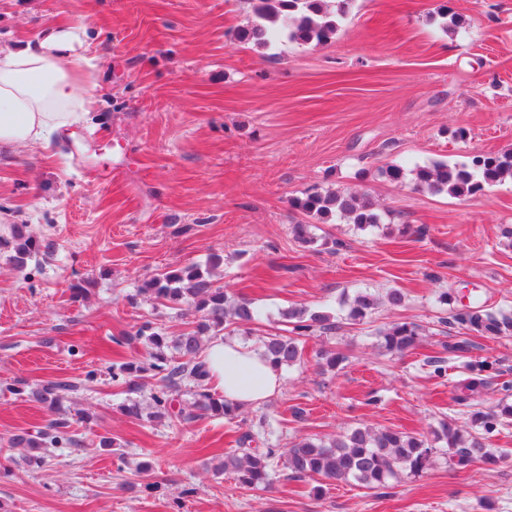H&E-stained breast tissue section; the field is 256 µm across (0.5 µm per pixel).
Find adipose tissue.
<instances>
[{
  "label": "adipose tissue",
  "instance_id": "obj_1",
  "mask_svg": "<svg viewBox=\"0 0 512 512\" xmlns=\"http://www.w3.org/2000/svg\"><path fill=\"white\" fill-rule=\"evenodd\" d=\"M85 26H55L13 48H0V149L49 145L54 134L83 122L94 100L83 68ZM212 385L235 406L259 404L281 385L279 369L234 337L206 351Z\"/></svg>",
  "mask_w": 512,
  "mask_h": 512
}]
</instances>
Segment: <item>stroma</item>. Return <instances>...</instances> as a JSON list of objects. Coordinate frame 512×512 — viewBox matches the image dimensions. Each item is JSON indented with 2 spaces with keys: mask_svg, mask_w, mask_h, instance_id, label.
Wrapping results in <instances>:
<instances>
[{
  "mask_svg": "<svg viewBox=\"0 0 512 512\" xmlns=\"http://www.w3.org/2000/svg\"><path fill=\"white\" fill-rule=\"evenodd\" d=\"M443 6L454 32L436 17ZM252 12L251 0H0L4 48L50 23L88 24L96 95L87 121L49 148L0 153V447L55 414L12 394L20 379L79 383L60 412L82 444L39 468L13 450L0 468V512H512V425L489 442L509 452L496 464L459 468L441 454L380 490L326 481L317 493L283 468L250 489L217 472L262 418L284 444L360 424L429 437L453 418L474 431L455 401L460 361L438 379L425 359L459 338L444 322L451 308L512 311L502 236L512 180L464 199L380 174L512 150V0H354L332 42L305 46L239 42ZM313 188L366 193L380 224L334 222L327 230L341 247L301 244L293 202ZM14 224L40 244L21 268L6 243ZM188 265L260 308L253 344L296 303L338 316L359 288H397L406 300L307 338L304 364L233 418H128L126 399L151 407L160 382L142 373L132 394L113 380V364L144 355L141 343L116 339L146 320L181 333L189 314L136 290ZM394 321L421 327L417 349L379 347L378 330ZM469 340L473 358L512 380V335ZM323 350L344 362L323 370ZM142 462L148 475L136 471ZM149 482L163 494L145 492Z\"/></svg>",
  "mask_w": 512,
  "mask_h": 512,
  "instance_id": "35a3bbf8",
  "label": "stroma"
}]
</instances>
